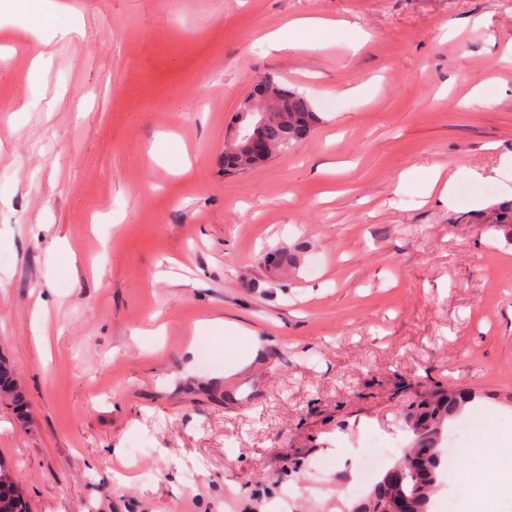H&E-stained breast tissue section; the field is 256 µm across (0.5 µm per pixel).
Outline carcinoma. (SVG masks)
Instances as JSON below:
<instances>
[{
    "label": "carcinoma",
    "mask_w": 512,
    "mask_h": 512,
    "mask_svg": "<svg viewBox=\"0 0 512 512\" xmlns=\"http://www.w3.org/2000/svg\"><path fill=\"white\" fill-rule=\"evenodd\" d=\"M260 90L266 94L269 103L285 105V111L273 113L271 119L257 128L259 136L274 151L288 150L321 122L306 95L283 87L274 77H267ZM254 164L251 157L224 155L226 172H239ZM0 395L8 398L18 416L25 415L27 402L12 369L2 360ZM473 399L470 393L439 388L414 404L406 415V424L414 433L412 443L361 503L359 512H380L391 498L409 499L416 512H429L431 497L439 485L443 467L441 443L445 425ZM17 487L15 474L0 464V512H29L28 503Z\"/></svg>",
    "instance_id": "1"
}]
</instances>
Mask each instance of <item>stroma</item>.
I'll use <instances>...</instances> for the list:
<instances>
[{
    "mask_svg": "<svg viewBox=\"0 0 512 512\" xmlns=\"http://www.w3.org/2000/svg\"><path fill=\"white\" fill-rule=\"evenodd\" d=\"M0 14V461L30 512H353L370 440L434 385L476 452L430 512L498 487L512 422V0H54ZM346 20L335 45L299 17ZM320 124L241 174L266 76ZM453 196L427 194L430 169ZM494 171L475 181L472 170ZM262 348L240 370L206 321ZM499 489V487H498ZM498 512H512L499 489ZM0 394L8 398L19 417L25 415L27 402L16 383L12 369L2 360H0Z\"/></svg>",
    "mask_w": 512,
    "mask_h": 512,
    "instance_id": "35a3bbf8",
    "label": "stroma"
}]
</instances>
